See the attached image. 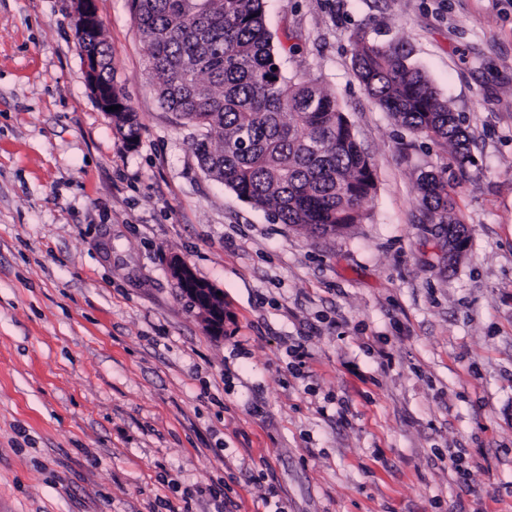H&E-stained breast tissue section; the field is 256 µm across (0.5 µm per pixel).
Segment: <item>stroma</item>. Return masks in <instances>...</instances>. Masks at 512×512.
Instances as JSON below:
<instances>
[{
    "mask_svg": "<svg viewBox=\"0 0 512 512\" xmlns=\"http://www.w3.org/2000/svg\"><path fill=\"white\" fill-rule=\"evenodd\" d=\"M97 5L132 148L69 0H0V512H512V0H265L286 75L335 95L374 164L366 219L326 237L201 170L132 0ZM360 36L410 49L473 164L374 102ZM441 169L453 261L418 185ZM82 52L87 54L93 53L96 55H84V65L86 73V82L90 94L97 101L98 105L105 111L112 115L115 121V126L118 133L122 136L123 140L130 147L137 143L139 135V122L137 115L123 101L122 105L118 102V96H114V104L120 105L118 110L106 111V107L114 106L112 98V87L108 85L113 83L112 74V55L109 47L103 38L102 27L87 35V37L80 43ZM102 60V70L100 66V59ZM101 70V79H100ZM107 83V84H106ZM169 268L177 281L180 280L185 294L207 312L210 330L216 335L224 334V306L215 288L199 280L180 257H171Z\"/></svg>",
    "mask_w": 512,
    "mask_h": 512,
    "instance_id": "35a3bbf8",
    "label": "stroma"
}]
</instances>
